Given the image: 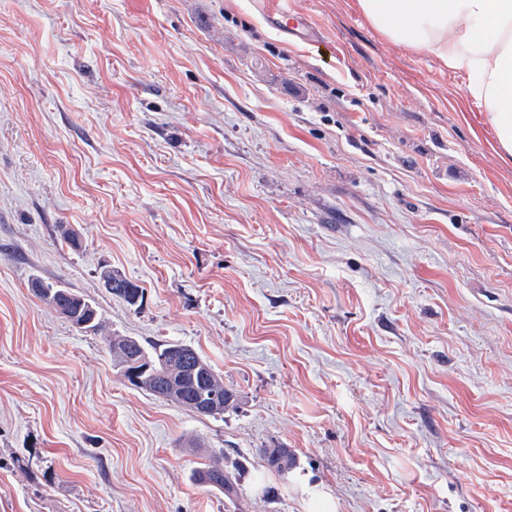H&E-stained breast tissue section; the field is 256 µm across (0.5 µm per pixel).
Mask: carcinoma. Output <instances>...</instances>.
I'll use <instances>...</instances> for the list:
<instances>
[{
    "mask_svg": "<svg viewBox=\"0 0 512 512\" xmlns=\"http://www.w3.org/2000/svg\"><path fill=\"white\" fill-rule=\"evenodd\" d=\"M119 279L120 286L109 289V293L129 305L143 298V289L114 270H105L101 278ZM40 298L59 314H75L79 308H88L57 296L45 294ZM115 367L134 387L166 402L192 412L210 396L228 395L224 379L194 349L171 341L153 342L144 345L132 336H105ZM196 483L217 490L227 497L236 495V484L232 475L214 459L193 472Z\"/></svg>",
    "mask_w": 512,
    "mask_h": 512,
    "instance_id": "obj_1",
    "label": "carcinoma"
}]
</instances>
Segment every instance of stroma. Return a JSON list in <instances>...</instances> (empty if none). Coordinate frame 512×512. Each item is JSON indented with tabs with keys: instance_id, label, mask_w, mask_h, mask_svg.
I'll return each mask as SVG.
<instances>
[{
	"instance_id": "obj_1",
	"label": "stroma",
	"mask_w": 512,
	"mask_h": 512,
	"mask_svg": "<svg viewBox=\"0 0 512 512\" xmlns=\"http://www.w3.org/2000/svg\"><path fill=\"white\" fill-rule=\"evenodd\" d=\"M468 84L354 0H0V512H512V158ZM106 333L232 408L131 386ZM112 280L116 278L120 281V286L116 288L107 289L112 295L122 299L129 305H136L143 298V290L137 284L123 277L120 273L114 270H104L101 273V279L110 278ZM40 288H41L40 292H42L44 288H48V287L43 284ZM33 291L45 303H47L48 305L53 307L60 315H62V317H64L63 315L66 312L69 314H76L77 311L79 310L80 304H78L77 302H74V301L73 302L68 301L67 299L58 298L56 296L57 293H55L52 297H48L45 293L40 295V292H37L35 290H33ZM69 314L67 315V317L69 318L70 323L72 324V326L74 328L78 329L81 332H86L88 330L87 327L90 324L89 322H86L84 319L70 317ZM115 367L134 387L166 402L204 416L221 417L229 405L200 413L197 406L209 401L213 394L227 396L224 379L194 349L184 344L160 341L146 347L132 336H104ZM191 356L198 369L192 374L182 362ZM171 373L162 376L167 370ZM205 375V376H204ZM202 400V402H201ZM196 483L217 490L232 498L236 495V484L232 475L220 465L219 460L213 459L203 467L197 468L193 472ZM206 480H209L207 482Z\"/></svg>"
}]
</instances>
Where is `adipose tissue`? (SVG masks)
Wrapping results in <instances>:
<instances>
[{
  "label": "adipose tissue",
  "mask_w": 512,
  "mask_h": 512,
  "mask_svg": "<svg viewBox=\"0 0 512 512\" xmlns=\"http://www.w3.org/2000/svg\"><path fill=\"white\" fill-rule=\"evenodd\" d=\"M390 43L466 73L500 150L512 156V0H356Z\"/></svg>",
  "instance_id": "1"
}]
</instances>
